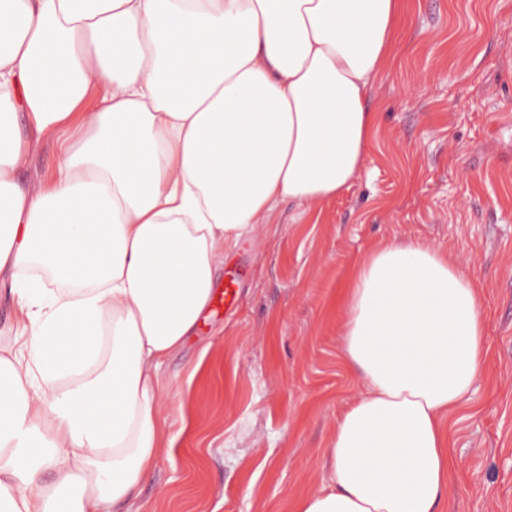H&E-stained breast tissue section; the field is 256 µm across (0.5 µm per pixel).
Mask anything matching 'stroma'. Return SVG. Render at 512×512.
I'll return each instance as SVG.
<instances>
[{
  "instance_id": "obj_1",
  "label": "stroma",
  "mask_w": 512,
  "mask_h": 512,
  "mask_svg": "<svg viewBox=\"0 0 512 512\" xmlns=\"http://www.w3.org/2000/svg\"><path fill=\"white\" fill-rule=\"evenodd\" d=\"M398 53L350 189L291 202L225 257L221 306L162 369L181 432L132 512H295L321 481L340 408L341 299L378 241L448 250L483 296L488 360L449 419L445 512H512V0H406Z\"/></svg>"
}]
</instances>
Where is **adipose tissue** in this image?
<instances>
[{
	"mask_svg": "<svg viewBox=\"0 0 512 512\" xmlns=\"http://www.w3.org/2000/svg\"><path fill=\"white\" fill-rule=\"evenodd\" d=\"M401 0H0V512H115L181 417L161 370L224 254L279 204L348 190ZM102 95L82 104L91 87ZM59 141L57 172L22 179ZM482 295L442 249L352 272L362 390L296 512H440L448 418L486 364Z\"/></svg>",
	"mask_w": 512,
	"mask_h": 512,
	"instance_id": "ef3b65f1",
	"label": "adipose tissue"
}]
</instances>
